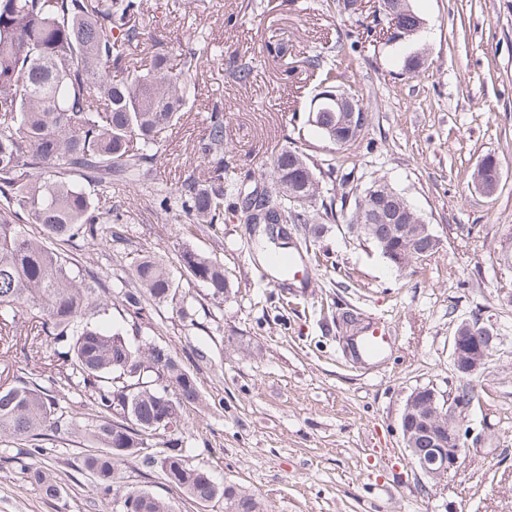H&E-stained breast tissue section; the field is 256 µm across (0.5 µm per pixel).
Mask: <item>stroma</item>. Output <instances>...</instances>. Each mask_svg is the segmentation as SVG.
I'll return each mask as SVG.
<instances>
[{"label":"stroma","mask_w":512,"mask_h":512,"mask_svg":"<svg viewBox=\"0 0 512 512\" xmlns=\"http://www.w3.org/2000/svg\"><path fill=\"white\" fill-rule=\"evenodd\" d=\"M424 25L408 41L382 45L343 10V0H145L147 30L174 43L193 38L208 61L195 102L163 138L146 182L117 199L124 238L81 242L79 260L112 286L133 287L137 258L175 259L188 245L224 265L228 291L181 281L173 301L152 306L138 334L171 351L207 398L189 409L177 436L154 439L146 455L181 451L216 483L236 482L265 512H512V0H412ZM332 45L350 55L338 89L358 90L368 124L352 143L331 144L308 122L322 76L305 59ZM253 61L249 82L229 74L232 57ZM421 65L408 68L410 57ZM224 109V158L259 182L273 149L296 144L315 163L336 165V195L361 196L390 183L429 224L441 246L397 271L347 229V212L317 215V231L288 225L305 270L285 276L261 261L250 225L224 206L221 234L187 238L182 216L162 204L195 169L194 145L213 105ZM493 156L492 194L471 175ZM380 321L384 356L360 362L343 348L346 315ZM499 336L486 366L455 374L449 338L462 321ZM468 388L469 433L458 472L419 475L402 447L400 418L417 388ZM10 438H0V512H121L133 485L169 499L176 512H224L169 487L157 467L127 458L108 500L81 468L91 445L72 429L45 445L37 464L61 484L47 500L28 482Z\"/></svg>","instance_id":"obj_1"}]
</instances>
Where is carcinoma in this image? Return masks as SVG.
Returning <instances> with one entry per match:
<instances>
[{
	"instance_id": "carcinoma-1",
	"label": "carcinoma",
	"mask_w": 512,
	"mask_h": 512,
	"mask_svg": "<svg viewBox=\"0 0 512 512\" xmlns=\"http://www.w3.org/2000/svg\"><path fill=\"white\" fill-rule=\"evenodd\" d=\"M143 0H0V436L18 444L15 459L41 451L34 442L62 428L79 430L97 452L83 468L107 497L117 465L143 448L142 436L179 431L184 410L206 406L196 377L153 342L134 345L112 325V286L83 268L77 242L123 238L124 214L107 200L112 190L140 182L158 153L159 135L177 124L194 101L193 77L204 54L185 46L182 63L162 36L136 24ZM391 19L373 16L366 29L378 39ZM122 74L115 79L112 72ZM198 153L203 177L174 192L189 237L224 223V199L236 198L248 224H312L314 203L294 204L274 192L275 179L313 172L302 151L273 154L270 182L246 189L224 163V113L214 106ZM388 209L403 210V195L379 185ZM33 224L37 232H29ZM181 276L206 284L212 297L227 291L224 264L184 246ZM134 287L123 311L137 321L147 304L176 295L168 260L144 255L132 269ZM24 310L27 320L17 319ZM19 349L50 367L55 377L10 371ZM80 387L88 413L76 419L59 395ZM165 481L198 505L229 495L237 512H261L256 497L236 483L217 485L183 456L149 458ZM46 499L61 487L37 464L24 466ZM125 512H175L171 501L126 488Z\"/></svg>"
}]
</instances>
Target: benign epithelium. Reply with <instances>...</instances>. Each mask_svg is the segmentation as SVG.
Here are the masks:
<instances>
[{"label": "benign epithelium", "instance_id": "benign-epithelium-1", "mask_svg": "<svg viewBox=\"0 0 512 512\" xmlns=\"http://www.w3.org/2000/svg\"><path fill=\"white\" fill-rule=\"evenodd\" d=\"M353 102L350 97L334 88L321 87L315 95L311 113L330 112L332 122L326 127L336 143H347L356 139L362 121L358 113L350 111ZM484 177L479 189L484 193L495 190L499 169H491L480 163ZM312 177L304 179L302 188L291 182L277 181L279 193L288 194L294 202L305 204L312 199L309 191ZM364 224H353L351 228L357 236L366 241L376 237L379 249L391 264L399 270L405 269L417 256L419 241L428 244L426 252L433 253L440 247V240L429 225L411 224L403 216L394 217L379 211L360 210ZM387 225L386 233L375 235L371 222ZM497 336L490 326L476 332L472 323L457 325L451 338L452 359L455 372L462 378L471 376L485 368L495 348ZM468 406L460 403L456 395L443 396L433 388H418L406 398L400 426L402 441L407 457L422 475L432 481H440L460 467L465 437L463 423Z\"/></svg>", "mask_w": 512, "mask_h": 512}]
</instances>
